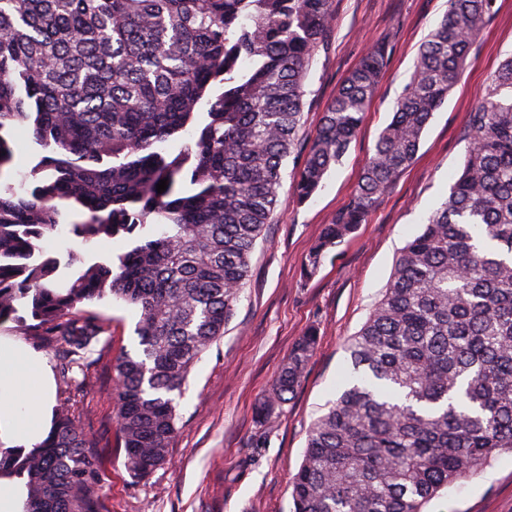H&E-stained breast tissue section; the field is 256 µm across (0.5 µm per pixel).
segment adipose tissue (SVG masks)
I'll return each instance as SVG.
<instances>
[{
  "label": "adipose tissue",
  "instance_id": "ef3b65f1",
  "mask_svg": "<svg viewBox=\"0 0 512 512\" xmlns=\"http://www.w3.org/2000/svg\"><path fill=\"white\" fill-rule=\"evenodd\" d=\"M47 376L43 361L30 357L18 343L0 340V441L31 449L43 438L48 421Z\"/></svg>",
  "mask_w": 512,
  "mask_h": 512
}]
</instances>
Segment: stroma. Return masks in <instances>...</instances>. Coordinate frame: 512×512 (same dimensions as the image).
<instances>
[{"instance_id":"stroma-1","label":"stroma","mask_w":512,"mask_h":512,"mask_svg":"<svg viewBox=\"0 0 512 512\" xmlns=\"http://www.w3.org/2000/svg\"><path fill=\"white\" fill-rule=\"evenodd\" d=\"M447 10L448 0H335L333 32L317 49L306 82L302 140L313 136L349 72L376 44L388 48L386 68L356 139L306 203L293 198L297 160L287 161L283 205L255 245L234 316L188 377L168 465L133 478L114 423L113 366L138 347L135 308L109 298L94 304L108 331L84 360L89 384L81 390L63 383L54 347L17 323L0 324V336L12 337L46 360L54 379L52 404L67 403L94 441L107 512H290L291 481L310 426L347 384V342L381 298L401 249L447 199L467 146L462 132L468 114L491 74L512 54V0H496L466 67L425 129L413 163L364 224L327 253L313 277L303 278L310 247L325 224L352 203L362 169L411 79L419 48ZM49 246L102 260L126 252L130 241L116 237L85 244L64 231ZM312 327L318 345L291 400L258 419L256 405L296 340ZM427 512H512V456L502 455L480 477L441 491Z\"/></svg>"}]
</instances>
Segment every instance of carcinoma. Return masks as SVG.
I'll list each match as a JSON object with an SVG mask.
<instances>
[{
    "instance_id": "carcinoma-1",
    "label": "carcinoma",
    "mask_w": 512,
    "mask_h": 512,
    "mask_svg": "<svg viewBox=\"0 0 512 512\" xmlns=\"http://www.w3.org/2000/svg\"><path fill=\"white\" fill-rule=\"evenodd\" d=\"M493 3L448 0L352 205L325 226L301 276L411 164ZM333 20L334 0H0V323L50 337L75 382L78 356L106 333L88 305L110 296L138 309L139 352L117 361L115 413L135 478L168 463L174 393L224 335L282 206L308 72ZM386 63L373 48L328 104L297 172L299 202L349 150ZM19 127L44 154L14 184L4 177ZM463 138L448 199L349 342L351 381L309 431L291 512H426L512 455V57ZM70 212L86 219L70 223ZM64 224L86 243L125 236L132 247L92 264L44 249ZM317 339L312 329L299 338L259 415L288 403ZM92 447L62 407L34 449L0 441V473L26 480L23 512H104Z\"/></svg>"
}]
</instances>
